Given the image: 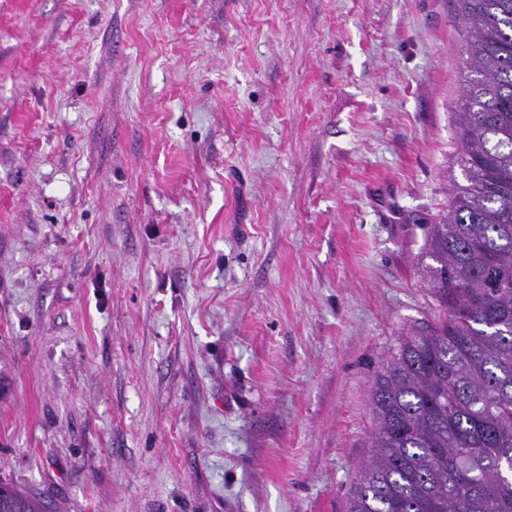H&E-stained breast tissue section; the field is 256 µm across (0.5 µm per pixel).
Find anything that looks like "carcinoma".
Here are the masks:
<instances>
[{
	"label": "carcinoma",
	"mask_w": 512,
	"mask_h": 512,
	"mask_svg": "<svg viewBox=\"0 0 512 512\" xmlns=\"http://www.w3.org/2000/svg\"><path fill=\"white\" fill-rule=\"evenodd\" d=\"M467 71L448 213L419 261L437 305L374 378L345 512H512V0H456ZM0 480V512H43Z\"/></svg>",
	"instance_id": "cac0c4a2"
}]
</instances>
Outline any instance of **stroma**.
<instances>
[{
    "label": "stroma",
    "mask_w": 512,
    "mask_h": 512,
    "mask_svg": "<svg viewBox=\"0 0 512 512\" xmlns=\"http://www.w3.org/2000/svg\"><path fill=\"white\" fill-rule=\"evenodd\" d=\"M455 0H0V480L344 512L433 320Z\"/></svg>",
    "instance_id": "stroma-1"
}]
</instances>
